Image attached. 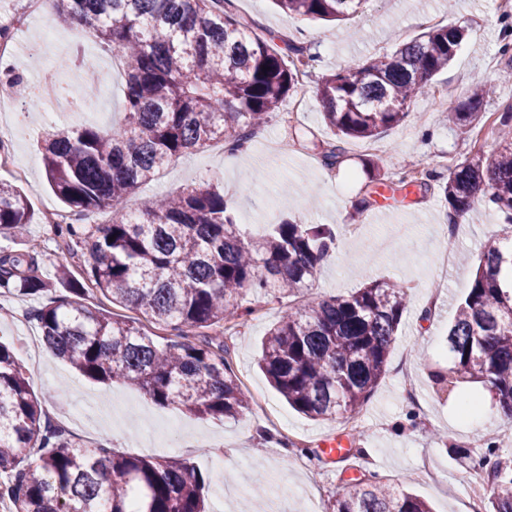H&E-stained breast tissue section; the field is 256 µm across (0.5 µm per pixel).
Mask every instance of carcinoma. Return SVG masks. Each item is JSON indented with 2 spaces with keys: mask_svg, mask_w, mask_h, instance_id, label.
<instances>
[{
  "mask_svg": "<svg viewBox=\"0 0 512 512\" xmlns=\"http://www.w3.org/2000/svg\"><path fill=\"white\" fill-rule=\"evenodd\" d=\"M368 0H276L288 15L342 20ZM61 21L90 30L123 58L124 119L46 134L47 180L75 214L107 209L91 230L54 226L85 258L67 295L38 309L46 346L87 378L141 388L156 404L201 419H238L250 410L227 359L220 328L247 323L243 295L297 298L266 333L259 365L288 404L312 419L359 412L385 373L406 307L405 287L370 282L343 297L307 295L323 257L336 246L328 224L279 221L260 236L242 233L224 193L207 184L155 198L139 211L126 198L181 155L213 140L228 149L265 125L315 57L301 44L281 53L275 36L238 13L234 0H56ZM501 55L512 57V14L504 13ZM465 38L433 26L390 56L347 65L317 87L323 122L338 142L322 154L334 168L348 138L368 140L399 125L432 77L448 68ZM484 91L472 88L446 116L470 126ZM499 149L448 168L407 174L393 185L437 186L456 223L485 201L504 223L486 240L471 288L448 328V372L435 383H480L512 420V105L496 121ZM27 198L0 181V234L31 222ZM115 240H110V237ZM36 256L0 255V293L37 295L50 284ZM167 328L171 338L83 302L87 284ZM486 512H512V461L488 449ZM204 481L179 458L90 448L52 425L30 390L12 346L0 342V500L12 512H207ZM331 512H431L419 497L375 475L345 483Z\"/></svg>",
  "mask_w": 512,
  "mask_h": 512,
  "instance_id": "cac0c4a2",
  "label": "carcinoma"
}]
</instances>
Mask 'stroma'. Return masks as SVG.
Listing matches in <instances>:
<instances>
[{"label":"stroma","instance_id":"stroma-1","mask_svg":"<svg viewBox=\"0 0 512 512\" xmlns=\"http://www.w3.org/2000/svg\"><path fill=\"white\" fill-rule=\"evenodd\" d=\"M235 7L274 34L307 45L319 57L316 69L284 99L280 113L261 128L247 152L212 144L182 156L132 195L127 207L136 210L149 199L209 182L234 199L238 222L250 235L265 234L284 216L300 224L334 227V259L318 270L311 286L314 296H345L369 280L403 283L407 309L386 373L360 412L364 435L353 434L343 420H313L293 410L261 371V341L287 308L285 296L246 297L254 313L231 342L229 357L250 400L241 420H206L159 406L134 385L95 383L51 354L44 369L29 365L30 387L48 413L69 419V434L87 446L106 441L131 456L189 461L206 481L210 512H329L345 481L365 472L407 489L427 501L433 512H468L466 493L485 453L478 440L498 439L503 456L511 459L512 442L502 440L501 425L489 426L459 413L474 394L483 409H495L487 388L460 382L450 390L435 385L432 375L450 365L445 331L471 286L481 245L501 234L503 226L487 210L476 219L449 223V208L434 189L414 188L404 202H394L388 182L405 170L442 171L496 148L491 136L475 140L473 131L441 118L475 86L486 92L479 127L490 128L495 113L512 102V83L502 79L512 62L498 52L502 20L496 0H368L362 12L339 25L289 18L272 0H235ZM437 24L466 31L454 60L432 80L433 87H452L448 102L438 104L430 94L417 98L403 123L370 142L346 140L340 163L325 167L322 151L335 135L321 118L315 93L321 77L345 64L361 65L389 54L398 38L415 37ZM45 25L59 39L40 53L41 64L62 55L71 43L86 46L94 57L93 68L64 69L61 79L75 108L58 115L57 125L118 122L125 93L123 67L96 38L64 27L55 10L47 11L45 23L20 31V56H27V43L38 41ZM41 64L29 71L31 84L41 81ZM300 97L308 102L307 112L284 122V113ZM47 112L44 106L30 108L28 92L0 85V124L18 129L10 152L13 168L25 171L17 178L11 170L0 169V181L17 187L34 213L22 230L0 234V252L37 254L39 273L51 285L50 291L33 297L0 296V340L17 351L23 337L41 335L31 318L33 309L63 295L61 267L75 275L83 268L81 259L59 249L48 212L85 228L109 218L105 210L71 215L49 186L40 165ZM375 155L386 161V183L379 186L374 205L359 212L353 203L365 192L366 168ZM351 224L358 225L357 234L348 233ZM409 383L416 387V398L405 394ZM336 435L353 450L347 462H329L319 450L320 441ZM458 441L468 442L466 453L454 451Z\"/></svg>","mask_w":512,"mask_h":512}]
</instances>
